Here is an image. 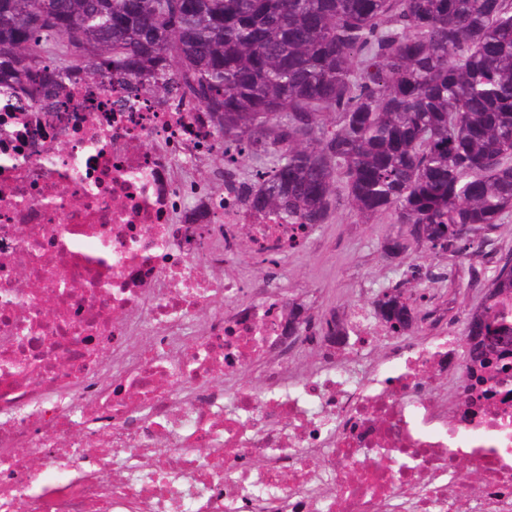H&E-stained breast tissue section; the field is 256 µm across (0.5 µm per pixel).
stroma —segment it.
Here are the masks:
<instances>
[{
    "instance_id": "1",
    "label": "stroma",
    "mask_w": 512,
    "mask_h": 512,
    "mask_svg": "<svg viewBox=\"0 0 512 512\" xmlns=\"http://www.w3.org/2000/svg\"><path fill=\"white\" fill-rule=\"evenodd\" d=\"M400 231V225L387 216L367 219L347 205H338L329 221L314 232L318 247L289 253L282 263L289 301L317 306L319 313L336 314L345 322L353 308L371 309L376 296L398 281L407 265L440 266L448 268L450 275L428 283L433 296L430 307L457 327L480 303L484 292L482 285L471 282L470 267L482 268L489 278L499 258L512 253V213L489 231L485 253L474 256L437 258L415 244L407 259L388 257L384 245Z\"/></svg>"
}]
</instances>
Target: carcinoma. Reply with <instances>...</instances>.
Segmentation results:
<instances>
[{"instance_id": "1", "label": "carcinoma", "mask_w": 512, "mask_h": 512, "mask_svg": "<svg viewBox=\"0 0 512 512\" xmlns=\"http://www.w3.org/2000/svg\"><path fill=\"white\" fill-rule=\"evenodd\" d=\"M80 64L148 93L186 85L216 160H259L245 204L285 224H325L343 199L405 228L395 256L412 241L463 255L512 210V0H0V102L22 82L42 102ZM446 277L408 265L375 317L414 331L434 311L407 284ZM321 329L346 335L334 314ZM461 336L462 370L508 384L512 253Z\"/></svg>"}]
</instances>
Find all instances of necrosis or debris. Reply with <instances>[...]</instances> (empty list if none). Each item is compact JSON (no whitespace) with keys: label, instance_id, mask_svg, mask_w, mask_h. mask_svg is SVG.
<instances>
[{"label":"necrosis or debris","instance_id":"1","mask_svg":"<svg viewBox=\"0 0 512 512\" xmlns=\"http://www.w3.org/2000/svg\"><path fill=\"white\" fill-rule=\"evenodd\" d=\"M216 151L185 92L76 70L0 104V512H512V386L450 409L452 330L380 360L357 311L289 333L264 261L316 241L247 209L238 167L199 178Z\"/></svg>","mask_w":512,"mask_h":512}]
</instances>
